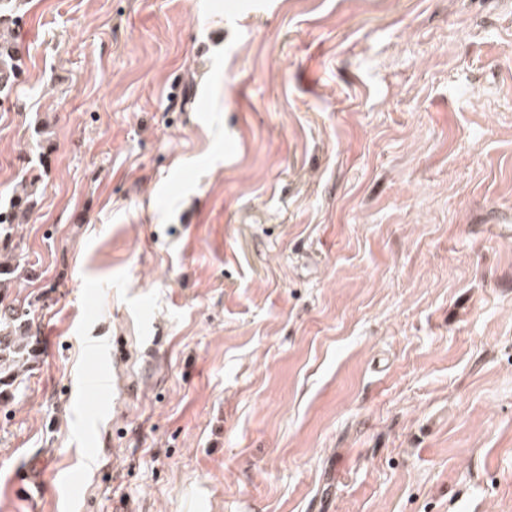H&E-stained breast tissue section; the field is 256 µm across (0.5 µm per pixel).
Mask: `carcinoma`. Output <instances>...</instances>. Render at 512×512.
Instances as JSON below:
<instances>
[{
	"label": "carcinoma",
	"mask_w": 512,
	"mask_h": 512,
	"mask_svg": "<svg viewBox=\"0 0 512 512\" xmlns=\"http://www.w3.org/2000/svg\"><path fill=\"white\" fill-rule=\"evenodd\" d=\"M11 0H0V72L21 70L22 55L12 30L3 26V14L10 10ZM38 194L37 181L24 178L16 186L14 197L0 206V398L22 383L25 372L35 362L33 331L36 306L12 295L11 287L28 275L22 265L23 249L17 239L16 225L22 223Z\"/></svg>",
	"instance_id": "carcinoma-1"
}]
</instances>
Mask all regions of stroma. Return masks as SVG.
Returning a JSON list of instances; mask_svg holds the SVG:
<instances>
[{"label": "stroma", "instance_id": "1", "mask_svg": "<svg viewBox=\"0 0 512 512\" xmlns=\"http://www.w3.org/2000/svg\"><path fill=\"white\" fill-rule=\"evenodd\" d=\"M18 2L0 512H512V0ZM38 182L22 179L9 204L0 206V398H6L22 383L36 358V306L26 298L20 299L19 294L12 296L10 288L29 272L21 263L23 249L15 229L35 203Z\"/></svg>", "mask_w": 512, "mask_h": 512}]
</instances>
